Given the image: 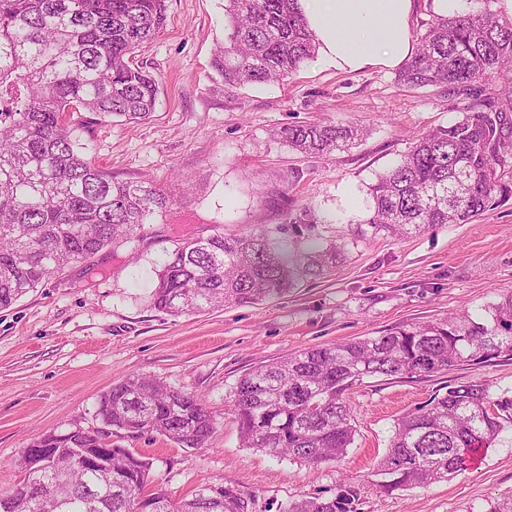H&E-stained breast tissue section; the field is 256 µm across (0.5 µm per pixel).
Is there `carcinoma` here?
<instances>
[{"instance_id": "obj_1", "label": "carcinoma", "mask_w": 512, "mask_h": 512, "mask_svg": "<svg viewBox=\"0 0 512 512\" xmlns=\"http://www.w3.org/2000/svg\"><path fill=\"white\" fill-rule=\"evenodd\" d=\"M464 15L438 16L398 73L410 88L437 87L463 103L462 116L418 138L369 185L367 223L403 237L467 224L512 197V19L475 0ZM167 0H0V310L72 263L112 246L136 254L145 225L161 224L174 202L166 188L119 182L80 153L66 114L146 120L159 82L136 50L156 36ZM224 42L211 59L212 80L228 88L281 81L316 54L297 0H224ZM355 128L291 124L277 131L288 148L330 156ZM328 222L305 210L249 232L177 240L155 269L150 302L169 315L255 304L288 294L344 255L317 237ZM512 360V293L474 317L412 323L385 335L305 348L238 379L229 412L245 448L311 466L336 463L355 439L349 394L367 377H430L459 364ZM101 427L46 434L56 448L52 476L28 452L10 512H249L234 485L208 484L178 502L152 476V464L102 430L158 434L182 448H204L213 419L195 394L151 376H133L99 403ZM512 427V400L481 382L447 391L399 417L379 464L381 491L425 488L468 469L474 454ZM112 448L111 466L71 462L74 448ZM359 489L291 503L282 512H357Z\"/></svg>"}]
</instances>
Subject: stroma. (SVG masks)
<instances>
[{
	"instance_id": "1",
	"label": "stroma",
	"mask_w": 512,
	"mask_h": 512,
	"mask_svg": "<svg viewBox=\"0 0 512 512\" xmlns=\"http://www.w3.org/2000/svg\"><path fill=\"white\" fill-rule=\"evenodd\" d=\"M223 39L224 0H167L164 29L138 52L160 83L152 117L73 115L85 158L114 180L171 190L175 201L164 223L147 225L138 255L103 250L0 311V491L20 479L16 462L34 439L99 427L101 394L149 375L200 395L215 421L200 449L113 434L152 461L173 499L227 480L249 498V512L330 497L345 483L360 490L358 512H489L512 501L510 428L451 479L390 494L376 484L398 417L450 384L483 382L512 399V360L364 379L350 394L355 440L337 463L314 467L242 447L228 400L246 372L308 347L477 316L512 290V199L467 224L403 238L374 233L369 185L415 139L454 123L456 101L399 84L393 69L339 72L314 60L281 82L220 90L210 61ZM296 123L356 126L364 136L328 157L305 155L273 137ZM306 209L328 216L319 232L345 247L332 271L256 304L178 317L151 305V271L175 240L219 227L244 232Z\"/></svg>"
}]
</instances>
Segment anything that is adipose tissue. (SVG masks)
<instances>
[{"mask_svg":"<svg viewBox=\"0 0 512 512\" xmlns=\"http://www.w3.org/2000/svg\"><path fill=\"white\" fill-rule=\"evenodd\" d=\"M298 10L324 68L395 69L415 51L414 0H298Z\"/></svg>","mask_w":512,"mask_h":512,"instance_id":"ef3b65f1","label":"adipose tissue"}]
</instances>
